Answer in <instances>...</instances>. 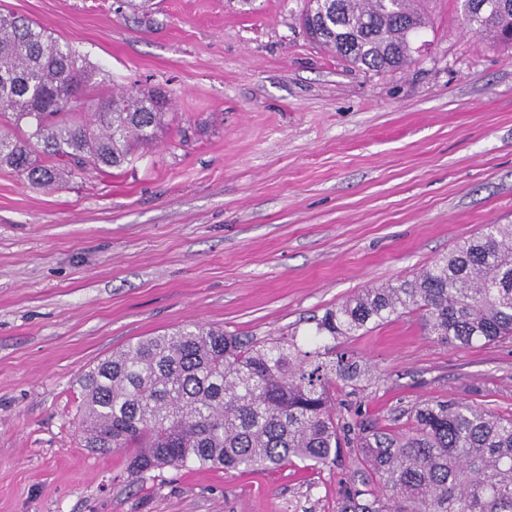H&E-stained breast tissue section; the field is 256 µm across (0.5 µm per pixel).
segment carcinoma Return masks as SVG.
I'll list each match as a JSON object with an SVG mask.
<instances>
[{
    "instance_id": "1",
    "label": "carcinoma",
    "mask_w": 512,
    "mask_h": 512,
    "mask_svg": "<svg viewBox=\"0 0 512 512\" xmlns=\"http://www.w3.org/2000/svg\"><path fill=\"white\" fill-rule=\"evenodd\" d=\"M506 9L463 8V23L512 46ZM327 24L320 46L371 71L400 70L428 24L414 0H308ZM44 27L0 12V167L49 187L71 174L134 162V150L166 126L163 92L119 88L83 118L80 90L102 78ZM401 314L431 339L471 346L512 339V224H486L411 280L366 288L325 311L303 336L257 340L193 322L142 338L83 372L80 431L89 448L128 450L135 474L187 466L278 469L336 462L342 448L363 467L336 512H512V415L465 401L429 400L411 432L365 431L337 412V381L359 383L371 366L342 341Z\"/></svg>"
}]
</instances>
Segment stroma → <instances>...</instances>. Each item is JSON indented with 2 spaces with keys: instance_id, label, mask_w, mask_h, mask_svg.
<instances>
[{
  "instance_id": "stroma-1",
  "label": "stroma",
  "mask_w": 512,
  "mask_h": 512,
  "mask_svg": "<svg viewBox=\"0 0 512 512\" xmlns=\"http://www.w3.org/2000/svg\"><path fill=\"white\" fill-rule=\"evenodd\" d=\"M424 51L352 67L307 37V0H0L103 68L170 92L134 163L46 190L0 168V512H336L359 465L165 468L85 447L81 372L191 321L259 339L412 278L512 224V47L461 0H420ZM371 382L336 408L406 433L421 401L512 413V339L461 347L404 314L348 341Z\"/></svg>"
}]
</instances>
